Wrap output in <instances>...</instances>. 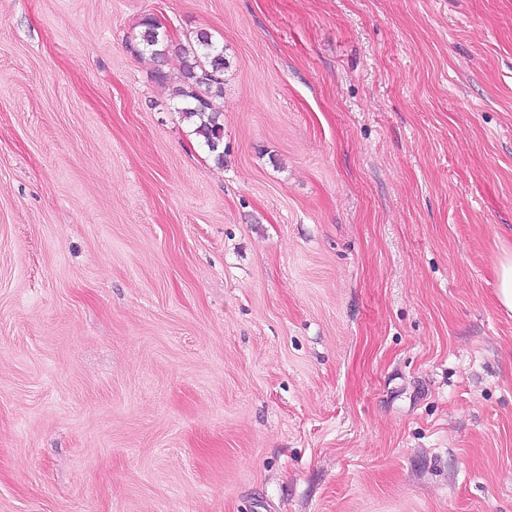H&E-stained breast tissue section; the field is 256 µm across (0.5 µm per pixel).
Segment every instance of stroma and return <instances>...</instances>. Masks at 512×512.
<instances>
[{"mask_svg":"<svg viewBox=\"0 0 512 512\" xmlns=\"http://www.w3.org/2000/svg\"><path fill=\"white\" fill-rule=\"evenodd\" d=\"M510 237L512 0H0V512H512ZM144 30L140 34L139 45L152 55H161L165 49H160L168 42V36L161 32L162 24L155 18L148 17L142 22ZM181 52V84L174 92L182 100L179 112L194 126V134L215 160L223 162L224 151L220 149L224 144V113L217 100L224 96V49L208 31L199 30ZM495 274L498 304L508 313H512V244L506 241L501 243Z\"/></svg>","mask_w":512,"mask_h":512,"instance_id":"1","label":"stroma"}]
</instances>
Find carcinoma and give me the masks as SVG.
<instances>
[{
  "label": "carcinoma",
  "mask_w": 512,
  "mask_h": 512,
  "mask_svg": "<svg viewBox=\"0 0 512 512\" xmlns=\"http://www.w3.org/2000/svg\"><path fill=\"white\" fill-rule=\"evenodd\" d=\"M139 45L153 55L162 54L168 36L162 24L152 17L142 22ZM181 84L175 97L182 100L179 109L184 118L194 126L193 133L201 138L215 160L223 162L224 113L217 100L224 96V69L227 66L224 49L206 30L196 33L193 41L181 47Z\"/></svg>",
  "instance_id": "1"
}]
</instances>
